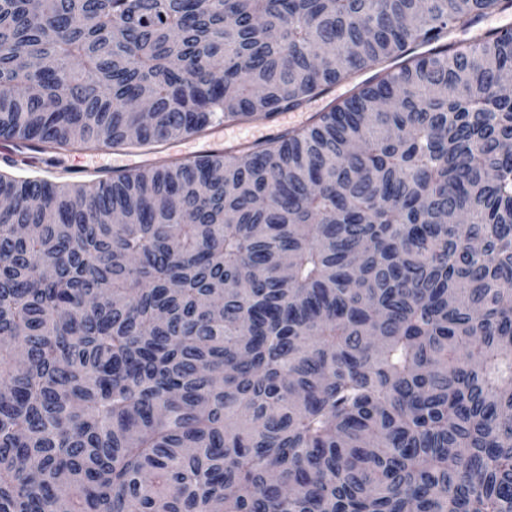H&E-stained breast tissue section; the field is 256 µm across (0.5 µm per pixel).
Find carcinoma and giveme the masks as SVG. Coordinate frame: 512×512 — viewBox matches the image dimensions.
Segmentation results:
<instances>
[{"label":"carcinoma","instance_id":"1","mask_svg":"<svg viewBox=\"0 0 512 512\" xmlns=\"http://www.w3.org/2000/svg\"><path fill=\"white\" fill-rule=\"evenodd\" d=\"M512 0H0V137L308 125L0 175V512H512ZM215 126L211 127L204 135L199 137H193L186 139L187 142L191 144V147L193 150H197L199 152H185L181 153L180 157L187 159V160H194L196 159L201 151H208L211 149L213 142L217 139H223L224 140V149L225 148H234L237 146H231L232 144H236L235 140H225L224 139V133H216ZM223 149V150H224ZM174 139L154 144L143 149H107L90 151H42L35 161L23 156L6 159L0 162V173L12 175L19 178L37 177L49 183H78L91 184L106 176L112 175L113 171H135L156 167L165 161L178 159L171 150V142ZM124 154L133 163L122 169L109 170L101 164L108 163L102 155Z\"/></svg>","mask_w":512,"mask_h":512}]
</instances>
